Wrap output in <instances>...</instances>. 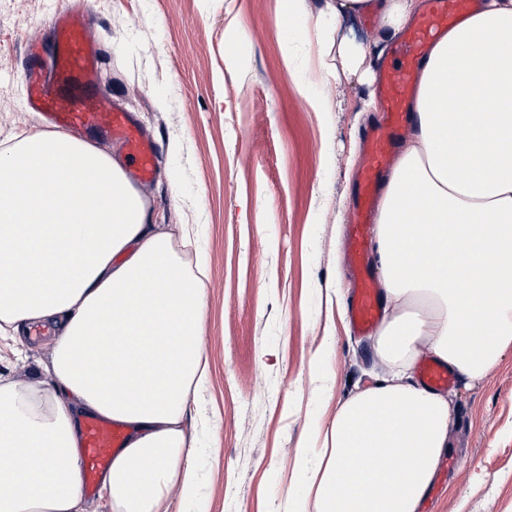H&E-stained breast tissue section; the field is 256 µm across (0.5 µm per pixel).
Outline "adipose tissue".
<instances>
[{
	"instance_id": "adipose-tissue-1",
	"label": "adipose tissue",
	"mask_w": 512,
	"mask_h": 512,
	"mask_svg": "<svg viewBox=\"0 0 512 512\" xmlns=\"http://www.w3.org/2000/svg\"><path fill=\"white\" fill-rule=\"evenodd\" d=\"M422 0H281L280 35L309 18L321 69L375 81L368 46L339 38L376 10L398 37ZM386 373L314 423L294 512H418L448 446L447 396L413 376L428 355L470 381L512 349V0H482L424 62L410 135L374 229ZM52 332L33 382L0 375V512H86L78 418L125 424L97 512H170L194 495L193 396L206 379L203 296L112 157L61 131L19 133L0 156V351Z\"/></svg>"
}]
</instances>
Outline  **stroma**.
<instances>
[{
    "label": "stroma",
    "instance_id": "35a3bbf8",
    "mask_svg": "<svg viewBox=\"0 0 512 512\" xmlns=\"http://www.w3.org/2000/svg\"><path fill=\"white\" fill-rule=\"evenodd\" d=\"M71 0H0V144L44 124L26 105L24 46ZM105 49L100 88L159 145L142 187L153 223L203 289L209 421L197 492L171 512H290L314 421L372 382L371 337L337 292L358 207L360 136L381 120L378 87L323 74L304 37L282 45L279 0H86ZM0 372L29 382L41 335ZM331 353L328 380L314 356ZM448 446L419 512H512V350L475 383L456 378Z\"/></svg>",
    "mask_w": 512,
    "mask_h": 512
}]
</instances>
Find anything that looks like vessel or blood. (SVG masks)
Returning a JSON list of instances; mask_svg holds the SVG:
<instances>
[{
	"mask_svg": "<svg viewBox=\"0 0 512 512\" xmlns=\"http://www.w3.org/2000/svg\"><path fill=\"white\" fill-rule=\"evenodd\" d=\"M477 5L478 0H429L427 11L415 26L395 42L393 58L384 69L380 101L386 119L362 134L365 163L359 179L361 203L349 233V262L358 282L349 307L352 321L361 332L375 327L379 311L378 290L369 275L373 243L365 228L380 179L391 162L394 138L411 119L418 68L435 36ZM50 27L49 41H31L24 47L28 109L42 113L52 126L96 133L121 144L129 160L128 177L141 185L151 183L156 174L158 145L142 134L127 112L101 96L98 80L103 50L90 34L87 11L77 6L60 12L52 18ZM421 377L424 385L436 389L453 383L447 367L437 363L425 365ZM126 438L122 425L96 415L83 418L85 489H93Z\"/></svg>",
	"mask_w": 512,
	"mask_h": 512,
	"instance_id": "obj_1",
	"label": "vessel or blood"
}]
</instances>
